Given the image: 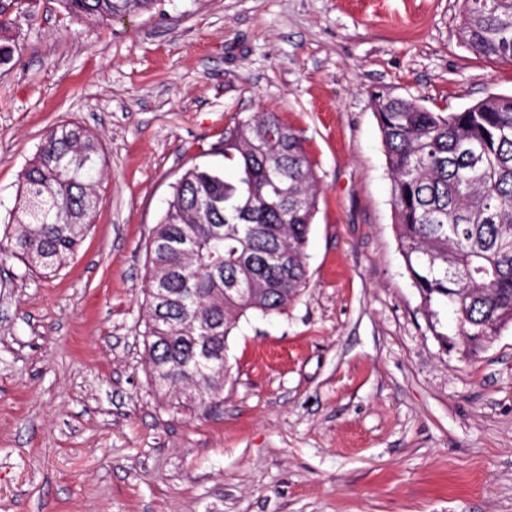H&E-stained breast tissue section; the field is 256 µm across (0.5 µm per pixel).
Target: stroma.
I'll list each match as a JSON object with an SVG mask.
<instances>
[{
    "label": "stroma",
    "instance_id": "35a3bbf8",
    "mask_svg": "<svg viewBox=\"0 0 512 512\" xmlns=\"http://www.w3.org/2000/svg\"><path fill=\"white\" fill-rule=\"evenodd\" d=\"M460 0H158L108 23L23 0L0 64V233L45 132L92 131L102 202L52 270L0 259V512H512V323L441 344L395 231L371 91L512 94ZM274 112L318 177L308 282L240 319L210 410L147 365L148 251L190 167Z\"/></svg>",
    "mask_w": 512,
    "mask_h": 512
}]
</instances>
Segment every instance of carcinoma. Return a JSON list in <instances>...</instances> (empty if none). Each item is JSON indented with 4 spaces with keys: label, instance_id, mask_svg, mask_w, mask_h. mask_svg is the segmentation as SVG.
I'll use <instances>...</instances> for the list:
<instances>
[{
    "label": "carcinoma",
    "instance_id": "cac0c4a2",
    "mask_svg": "<svg viewBox=\"0 0 512 512\" xmlns=\"http://www.w3.org/2000/svg\"><path fill=\"white\" fill-rule=\"evenodd\" d=\"M108 22L157 0H59ZM459 38L474 54L512 63V0H462ZM391 172L400 249L434 336L477 347L512 322V95L435 112L385 88L371 93ZM231 178L187 169L150 243L145 336L154 379L212 403L228 375L226 341L249 312L279 314L307 285L305 249L317 177L302 139L274 112L224 133ZM98 138L72 123L46 132L20 173L22 217L9 251L50 269L72 255L101 198Z\"/></svg>",
    "mask_w": 512,
    "mask_h": 512
}]
</instances>
